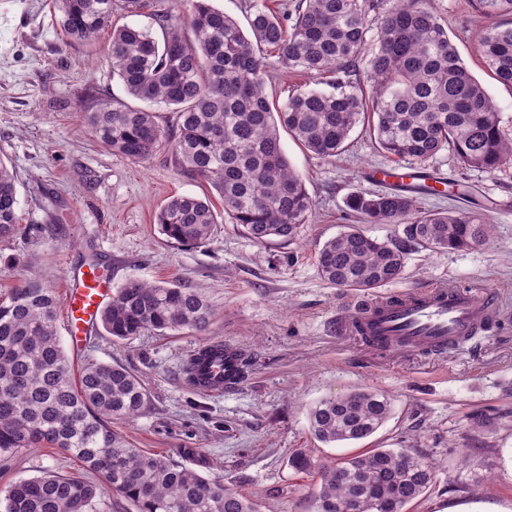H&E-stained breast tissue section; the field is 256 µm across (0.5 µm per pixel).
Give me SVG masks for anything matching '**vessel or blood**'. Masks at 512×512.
Instances as JSON below:
<instances>
[{
    "instance_id": "1",
    "label": "vessel or blood",
    "mask_w": 512,
    "mask_h": 512,
    "mask_svg": "<svg viewBox=\"0 0 512 512\" xmlns=\"http://www.w3.org/2000/svg\"><path fill=\"white\" fill-rule=\"evenodd\" d=\"M370 177L376 182L411 183L422 179L423 173L401 164L372 170ZM111 290V281L91 267L72 273L64 301L71 332L90 333ZM497 318V303L490 290L448 281L359 305L341 326L384 354L402 350L428 354L451 349Z\"/></svg>"
}]
</instances>
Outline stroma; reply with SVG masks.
<instances>
[{
    "label": "stroma",
    "instance_id": "obj_1",
    "mask_svg": "<svg viewBox=\"0 0 512 512\" xmlns=\"http://www.w3.org/2000/svg\"><path fill=\"white\" fill-rule=\"evenodd\" d=\"M138 13L115 7L118 24L156 28L157 15L188 17L189 0H143ZM448 29L462 60L482 80L505 133L512 135V89L488 78L478 36L489 26L472 0H426ZM96 44L68 41L53 0H0V156L17 178V215L23 229L0 243V294L37 280L64 295L70 269L94 256L109 268L113 286L127 279L175 282L202 289L214 316L206 335L153 331L118 343L94 327L74 350L65 320L58 334L74 366L119 363L140 377L149 409L114 429L134 447L162 454L252 498L259 512H314L313 475L289 458L305 449L320 463L368 448H413L434 463L436 480L406 512H512V161L486 172L462 167L449 150L425 163L444 178L449 194L423 197L421 208L453 205L491 224L489 241L467 251L418 249L402 278L363 291L325 282L317 252L354 218L350 195L383 185L369 171L395 164L362 128L344 153L321 159L289 134L281 143L303 177L312 214L292 244L259 243L239 226L217 225L201 246L167 241L155 222L172 196H203L206 186L161 149L140 162L116 156L97 142L80 115L83 94L122 99L126 93ZM454 279L491 289L500 315L495 327L445 355L399 351L384 355L337 329L362 300L423 289ZM253 354L252 375L220 394L188 389L183 366L204 339ZM359 388L393 400V414L370 439L324 444L310 433L307 408ZM45 472L81 475L82 463L54 448H25L0 458V497L21 477Z\"/></svg>",
    "mask_w": 512,
    "mask_h": 512
}]
</instances>
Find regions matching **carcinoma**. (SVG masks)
I'll use <instances>...</instances> for the list:
<instances>
[{"label":"carcinoma","mask_w":512,"mask_h":512,"mask_svg":"<svg viewBox=\"0 0 512 512\" xmlns=\"http://www.w3.org/2000/svg\"><path fill=\"white\" fill-rule=\"evenodd\" d=\"M185 35L176 16L157 17L162 39L148 29L112 23V0H53L61 30L73 41L94 42L110 31L107 54L129 98L162 104L169 112L128 101L98 102L83 113L93 136L130 161L170 144L176 163L216 192L224 220L253 240L293 242L311 214L303 178L286 157L279 129L311 154L331 158L357 125L386 153L424 162L448 148L468 168L494 172L512 159V139L485 86L460 58L440 19L424 0H396L381 16L369 0H296L282 16L254 5L247 36L210 0H191ZM486 16L512 15V0H478ZM377 29L370 45L366 35ZM488 75L512 88V22L479 35ZM369 51L367 82L352 69ZM288 69L329 76L330 90H297L279 105L266 93L270 58ZM17 187L0 158V240L18 230ZM348 207L359 219L318 250V270L339 288H379L398 280L418 247L433 251L477 248L491 225L471 212L422 211L399 192L359 194ZM156 223L179 245L205 244L218 224L213 197L176 195ZM401 224L385 239L359 224ZM55 293L25 280L0 300V455L23 448H58L82 462L83 477L45 472L20 479L4 497L3 512H94L106 492L137 512H259L254 500L166 456L132 447L114 420L142 415L150 397L142 380L122 365L92 362L74 368L57 331ZM213 310L205 294L169 282L126 280L100 312L114 342L147 330L161 335L205 332ZM253 356L240 351L236 382L251 374ZM392 411L385 393L361 389L316 402L309 428L324 443L364 440ZM291 466L318 470L316 512H402L429 489L435 465L408 448H374L316 466L303 449Z\"/></svg>","instance_id":"carcinoma-1"}]
</instances>
